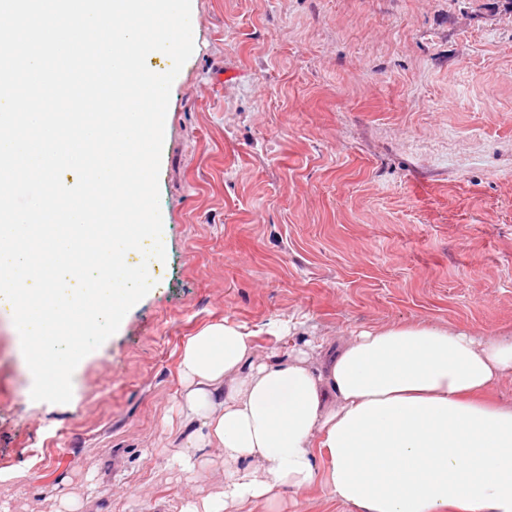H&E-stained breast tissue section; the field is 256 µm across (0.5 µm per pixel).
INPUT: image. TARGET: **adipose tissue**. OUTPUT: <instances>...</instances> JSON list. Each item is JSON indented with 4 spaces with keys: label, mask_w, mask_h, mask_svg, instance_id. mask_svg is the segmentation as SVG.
Instances as JSON below:
<instances>
[{
    "label": "adipose tissue",
    "mask_w": 512,
    "mask_h": 512,
    "mask_svg": "<svg viewBox=\"0 0 512 512\" xmlns=\"http://www.w3.org/2000/svg\"><path fill=\"white\" fill-rule=\"evenodd\" d=\"M205 327L180 354L177 415L195 431L179 472L224 465L222 489L179 512H255L323 486L356 512H512V336L431 321L392 323L332 344L280 327Z\"/></svg>",
    "instance_id": "obj_1"
}]
</instances>
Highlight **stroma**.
I'll list each match as a JSON object with an SVG mask.
<instances>
[{"label": "stroma", "instance_id": "stroma-1", "mask_svg": "<svg viewBox=\"0 0 512 512\" xmlns=\"http://www.w3.org/2000/svg\"><path fill=\"white\" fill-rule=\"evenodd\" d=\"M159 172L166 260L66 404L33 400L0 313V512H178L189 336L512 334V0H191ZM234 70L231 81L221 71Z\"/></svg>", "mask_w": 512, "mask_h": 512}]
</instances>
